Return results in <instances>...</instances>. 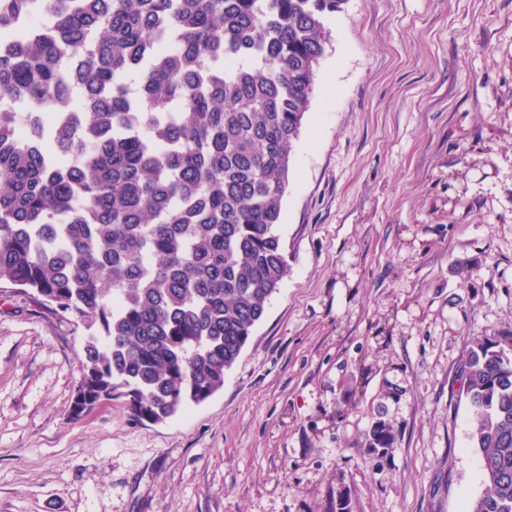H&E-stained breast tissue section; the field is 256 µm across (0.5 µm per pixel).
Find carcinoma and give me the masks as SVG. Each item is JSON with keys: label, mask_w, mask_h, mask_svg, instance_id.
<instances>
[{"label": "carcinoma", "mask_w": 512, "mask_h": 512, "mask_svg": "<svg viewBox=\"0 0 512 512\" xmlns=\"http://www.w3.org/2000/svg\"><path fill=\"white\" fill-rule=\"evenodd\" d=\"M343 3L0 0V103L29 108L25 140L0 111V285L96 327L71 418L119 394L159 424L223 389L288 270L290 147ZM461 373L470 512H512V334Z\"/></svg>", "instance_id": "carcinoma-1"}]
</instances>
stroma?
Returning <instances> with one entry per match:
<instances>
[{"instance_id": "stroma-1", "label": "stroma", "mask_w": 512, "mask_h": 512, "mask_svg": "<svg viewBox=\"0 0 512 512\" xmlns=\"http://www.w3.org/2000/svg\"><path fill=\"white\" fill-rule=\"evenodd\" d=\"M327 26L288 273L220 392L156 425L121 397L71 420L86 324L0 290V512H467L481 493L460 367L512 333V0H345Z\"/></svg>"}]
</instances>
